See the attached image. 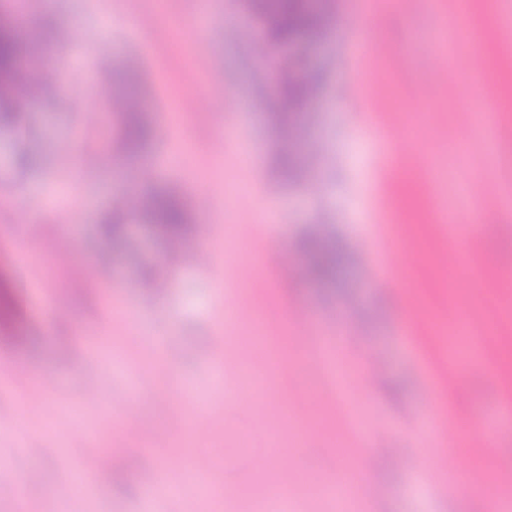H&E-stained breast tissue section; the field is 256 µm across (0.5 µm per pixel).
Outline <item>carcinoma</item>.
<instances>
[{
  "label": "carcinoma",
  "instance_id": "carcinoma-1",
  "mask_svg": "<svg viewBox=\"0 0 512 512\" xmlns=\"http://www.w3.org/2000/svg\"><path fill=\"white\" fill-rule=\"evenodd\" d=\"M257 15L262 31L259 32L263 63L278 71V99L282 111L269 116L278 126H286L301 118L302 110L317 90V78L312 73L296 74L285 56H276L269 46L287 47L299 41L317 39L325 26L326 13L315 5L314 0H249ZM40 52L46 56L47 67L59 68V54L53 38L47 34L31 41L7 10L0 12V132L18 128L23 96L18 93L20 61L27 55ZM152 121L138 109L121 113L119 143L128 159H141L148 151L152 136ZM273 164L282 177L296 173L300 165L298 157L286 150L273 157ZM137 213L155 236L166 241L183 238L190 230L192 220L178 195L169 188L156 187L139 199ZM105 233L112 243L120 245L126 238V215L117 210L105 219ZM301 249L308 255L304 275L322 283H334L346 273L347 257L330 240L318 233H310L301 241ZM18 298L6 282L0 283V316L4 320L17 318Z\"/></svg>",
  "mask_w": 512,
  "mask_h": 512
}]
</instances>
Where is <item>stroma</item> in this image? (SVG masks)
<instances>
[{
    "label": "stroma",
    "mask_w": 512,
    "mask_h": 512,
    "mask_svg": "<svg viewBox=\"0 0 512 512\" xmlns=\"http://www.w3.org/2000/svg\"><path fill=\"white\" fill-rule=\"evenodd\" d=\"M357 3L336 0L324 34L289 52L296 70L322 75L306 125L292 133L306 164L291 182L269 163L280 142L265 117L274 75L229 30L258 26L246 0H49L53 22L72 37L62 56L67 91L26 100L22 130L0 133V275L20 297L12 332L0 331V378L19 366L30 381L59 382L41 402L27 399V384L0 386V420L14 426L0 435V464L26 484L24 505L0 498V512H142L144 490L168 458L204 465L210 491L174 493L156 512H265L281 492L289 512H324L313 486L339 479L353 490L346 512H486L480 496L445 486L441 460L426 456L428 431L477 482L512 483V322L486 334L483 293L450 292L457 273L439 262L456 246L449 220L478 209L490 179L505 222L477 229L466 248L487 288L512 268V140L483 126L470 80L484 58L502 85V124L512 127V67L481 31L461 44L445 29L457 0H384L367 18ZM353 33L372 47L358 63L349 58ZM446 42L457 50L444 78L432 59ZM132 58L156 128L148 173L116 155L111 113L98 127L82 122L91 100L76 91L94 67L113 71ZM190 94L235 106H182ZM372 101L381 106L374 119ZM380 124L394 125L411 170L395 186L381 169L389 144L376 134ZM77 148L102 167L77 164ZM23 150L39 156L36 167L17 165ZM34 185L54 206L31 196ZM158 185L174 189L197 224L176 259L140 224H129L120 247L102 229L112 208ZM274 209L277 224L268 221ZM397 224L420 248L414 267L426 313L450 325L464 302L485 337L482 354L449 366L442 331L413 323L400 271L385 276L379 266V248L401 251ZM312 230L348 256L335 284L296 274L306 262L297 243ZM199 247L211 265L194 262ZM281 250L287 263L276 260ZM246 263L254 277H236ZM241 298L253 317L235 310ZM59 301L66 316L53 312ZM256 336L275 343L280 369L254 352ZM488 363L499 385L485 377ZM116 392L132 398L153 441L114 427ZM278 401L287 407L276 413ZM111 448L124 449V461L97 471L81 492L76 461ZM279 449L288 471L266 462ZM227 484L236 488L228 499Z\"/></svg>",
    "instance_id": "1"
}]
</instances>
